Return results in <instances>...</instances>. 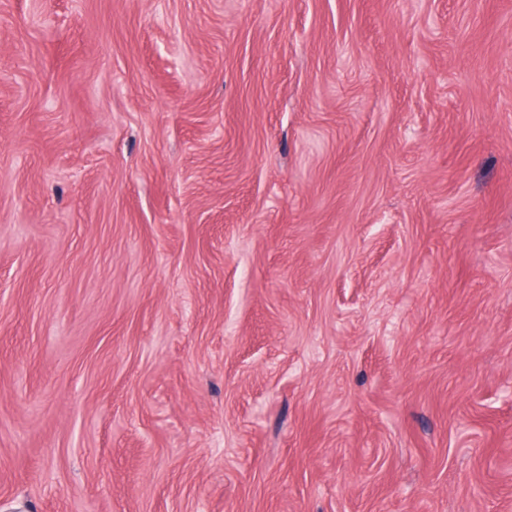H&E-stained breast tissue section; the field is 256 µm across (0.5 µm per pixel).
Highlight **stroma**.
I'll list each match as a JSON object with an SVG mask.
<instances>
[{"label":"stroma","mask_w":512,"mask_h":512,"mask_svg":"<svg viewBox=\"0 0 512 512\" xmlns=\"http://www.w3.org/2000/svg\"><path fill=\"white\" fill-rule=\"evenodd\" d=\"M0 512H512V0H0Z\"/></svg>","instance_id":"1"}]
</instances>
